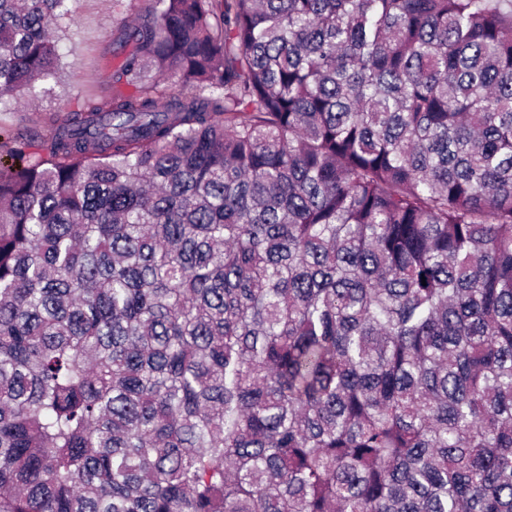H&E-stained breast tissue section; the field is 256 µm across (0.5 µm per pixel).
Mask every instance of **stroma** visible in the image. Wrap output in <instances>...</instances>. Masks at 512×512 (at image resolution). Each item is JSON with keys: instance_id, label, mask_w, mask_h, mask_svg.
<instances>
[{"instance_id": "stroma-1", "label": "stroma", "mask_w": 512, "mask_h": 512, "mask_svg": "<svg viewBox=\"0 0 512 512\" xmlns=\"http://www.w3.org/2000/svg\"><path fill=\"white\" fill-rule=\"evenodd\" d=\"M119 22L112 0H78L75 24L58 42L64 66L60 79L47 81L35 100L0 112V165H11L9 149L42 140L54 115L75 110L87 99L109 108L112 74L125 58L114 44Z\"/></svg>"}]
</instances>
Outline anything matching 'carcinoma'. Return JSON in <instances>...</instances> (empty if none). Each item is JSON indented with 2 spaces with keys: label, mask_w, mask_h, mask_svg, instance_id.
I'll return each instance as SVG.
<instances>
[{
  "label": "carcinoma",
  "mask_w": 512,
  "mask_h": 512,
  "mask_svg": "<svg viewBox=\"0 0 512 512\" xmlns=\"http://www.w3.org/2000/svg\"><path fill=\"white\" fill-rule=\"evenodd\" d=\"M145 2L0 167V512H512V0Z\"/></svg>",
  "instance_id": "cac0c4a2"
}]
</instances>
